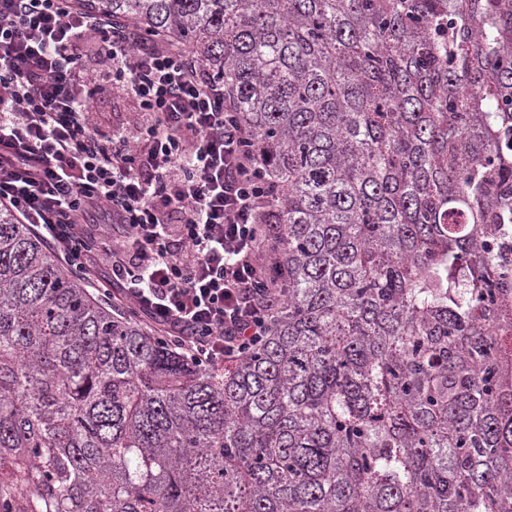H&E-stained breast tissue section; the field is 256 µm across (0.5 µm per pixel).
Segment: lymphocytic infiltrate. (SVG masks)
Here are the masks:
<instances>
[{
  "label": "lymphocytic infiltrate",
  "instance_id": "lymphocytic-infiltrate-1",
  "mask_svg": "<svg viewBox=\"0 0 512 512\" xmlns=\"http://www.w3.org/2000/svg\"><path fill=\"white\" fill-rule=\"evenodd\" d=\"M87 36L140 103L133 135L87 124L95 92L75 90ZM251 140L223 82L179 45L76 0H0V207L211 370L267 336L283 298L266 274L279 239Z\"/></svg>",
  "mask_w": 512,
  "mask_h": 512
}]
</instances>
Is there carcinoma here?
<instances>
[{"instance_id": "cac0c4a2", "label": "carcinoma", "mask_w": 512, "mask_h": 512, "mask_svg": "<svg viewBox=\"0 0 512 512\" xmlns=\"http://www.w3.org/2000/svg\"><path fill=\"white\" fill-rule=\"evenodd\" d=\"M224 81L285 296L203 369L0 209V512H512V0H84Z\"/></svg>"}]
</instances>
